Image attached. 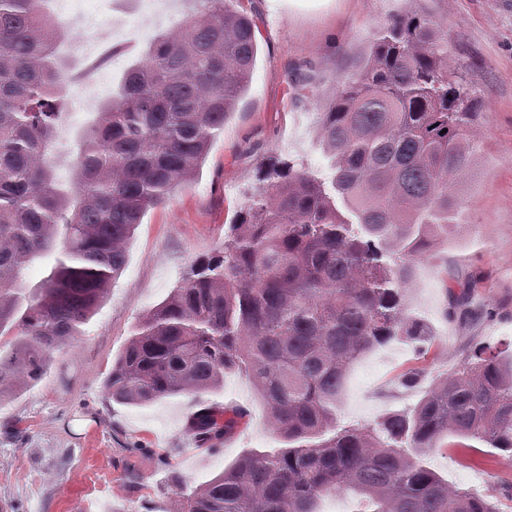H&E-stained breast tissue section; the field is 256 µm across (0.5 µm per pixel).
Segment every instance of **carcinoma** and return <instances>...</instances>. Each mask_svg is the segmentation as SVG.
Segmentation results:
<instances>
[{
	"label": "carcinoma",
	"instance_id": "carcinoma-1",
	"mask_svg": "<svg viewBox=\"0 0 512 512\" xmlns=\"http://www.w3.org/2000/svg\"><path fill=\"white\" fill-rule=\"evenodd\" d=\"M47 0H0V399L42 376L80 334L126 261L151 208L191 183L246 92L255 25L234 0L158 36L78 144L73 180L49 159L66 87L64 32ZM448 30L424 9L393 15L318 100L330 181L288 164L230 226L224 251L197 262L140 320L112 363V400L144 405L203 394L246 372L284 447L251 453L199 486L181 512H319L351 493L357 512H494L418 456L448 436L512 457V350L475 346L409 413L336 428L354 362L394 336L425 341L404 285L448 225L460 181L477 176L479 105L448 69ZM59 256L42 287L29 263ZM245 412L206 408L192 430L211 447ZM56 251L46 253L41 257L34 259L25 270L24 279L21 288L29 293L38 288L45 277L51 272L56 258Z\"/></svg>",
	"mask_w": 512,
	"mask_h": 512
}]
</instances>
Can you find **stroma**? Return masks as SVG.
<instances>
[{"instance_id": "stroma-1", "label": "stroma", "mask_w": 512, "mask_h": 512, "mask_svg": "<svg viewBox=\"0 0 512 512\" xmlns=\"http://www.w3.org/2000/svg\"><path fill=\"white\" fill-rule=\"evenodd\" d=\"M446 21L448 65L465 73L480 104L474 134L482 143L478 180L461 182L463 223L418 264L405 285L410 314L434 336L426 359L398 336L352 367L336 425L370 426L413 409L456 371L476 342L512 343V0H425ZM407 0H239L256 26L250 86L215 138L199 176L171 201L149 209L128 244L108 296L54 352L44 375L0 399V512H176L184 497L248 450L279 448L269 413L249 378L224 374L213 391L146 406L112 400L105 381L142 316L179 286L199 258L222 250L230 224L251 198L269 190L265 173L281 163L317 177L331 174L315 102L295 79L319 72L323 92L352 65L372 31L408 9ZM65 31L58 54L71 81L56 121L50 159L70 180L80 135L116 92L150 43L199 10L198 0H51ZM116 49L93 68L84 44ZM482 286L470 313L456 303L459 282ZM422 366L416 383L401 374ZM245 410L236 432L216 448L191 431L203 408ZM423 464L459 489L487 494L512 512V459L485 448H445Z\"/></svg>"}]
</instances>
